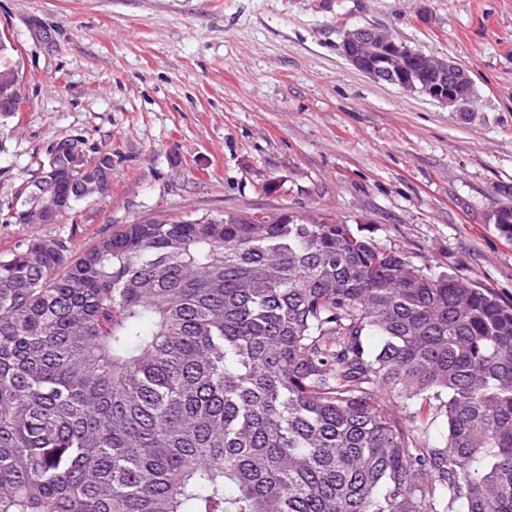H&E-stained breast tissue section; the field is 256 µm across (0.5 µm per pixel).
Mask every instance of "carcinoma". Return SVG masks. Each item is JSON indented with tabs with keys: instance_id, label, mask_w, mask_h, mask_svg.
I'll list each match as a JSON object with an SVG mask.
<instances>
[{
	"instance_id": "carcinoma-1",
	"label": "carcinoma",
	"mask_w": 512,
	"mask_h": 512,
	"mask_svg": "<svg viewBox=\"0 0 512 512\" xmlns=\"http://www.w3.org/2000/svg\"><path fill=\"white\" fill-rule=\"evenodd\" d=\"M75 149L20 222L81 201ZM494 223L512 239L511 206ZM0 512H512V304L329 217L25 239L0 255Z\"/></svg>"
}]
</instances>
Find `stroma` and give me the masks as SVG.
<instances>
[{
    "mask_svg": "<svg viewBox=\"0 0 512 512\" xmlns=\"http://www.w3.org/2000/svg\"><path fill=\"white\" fill-rule=\"evenodd\" d=\"M375 25L454 59L475 117L377 83L341 55ZM21 105L0 112V255L40 236L79 255L124 224L227 209L319 213L432 274L512 303V0H0ZM112 181L54 224H14L20 188L69 136Z\"/></svg>",
    "mask_w": 512,
    "mask_h": 512,
    "instance_id": "1",
    "label": "stroma"
}]
</instances>
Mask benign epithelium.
I'll list each match as a JSON object with an SVG mask.
<instances>
[{"label": "benign epithelium", "instance_id": "1", "mask_svg": "<svg viewBox=\"0 0 512 512\" xmlns=\"http://www.w3.org/2000/svg\"><path fill=\"white\" fill-rule=\"evenodd\" d=\"M339 49L352 67L375 82L429 97L462 117L471 112V102L460 89L474 84V80L466 68L446 56L418 52L375 25L345 30ZM78 149L85 153L75 160L85 173L83 190L102 191L111 181V171L97 162L98 155L88 144Z\"/></svg>", "mask_w": 512, "mask_h": 512}]
</instances>
